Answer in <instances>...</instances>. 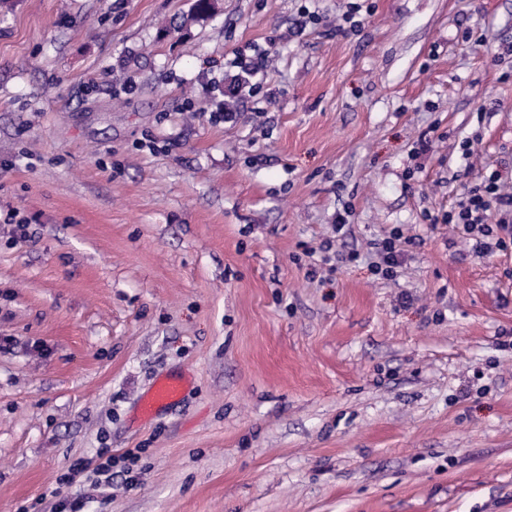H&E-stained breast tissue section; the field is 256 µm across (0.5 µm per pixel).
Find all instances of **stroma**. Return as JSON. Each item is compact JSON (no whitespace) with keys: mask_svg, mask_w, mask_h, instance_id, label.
Returning <instances> with one entry per match:
<instances>
[{"mask_svg":"<svg viewBox=\"0 0 512 512\" xmlns=\"http://www.w3.org/2000/svg\"><path fill=\"white\" fill-rule=\"evenodd\" d=\"M350 2L0 0V512H512V0ZM278 37H271L266 42V46L258 48L251 57L243 58L235 55L234 59L228 62L230 70L236 69L234 75L236 82L229 87V97H234L240 101L247 98H255L263 88L266 82V68L269 57L277 52ZM501 176L497 170L487 169L481 182L468 188L455 206L443 215L445 224H455L463 238L475 241L476 249L493 250L492 243L481 238L496 239L494 247L505 249L506 237L512 241V194L501 191ZM497 217L495 225L488 222ZM501 235H504L502 237ZM410 242V239L403 241L401 233L396 232L384 238L380 243H375L379 261L372 263L373 271L393 277L396 273L395 269L401 267L405 259L404 244ZM186 380L176 376H167L157 380L149 393L140 402V412L150 418L164 407L178 401L186 388Z\"/></svg>","mask_w":512,"mask_h":512,"instance_id":"obj_1","label":"stroma"}]
</instances>
